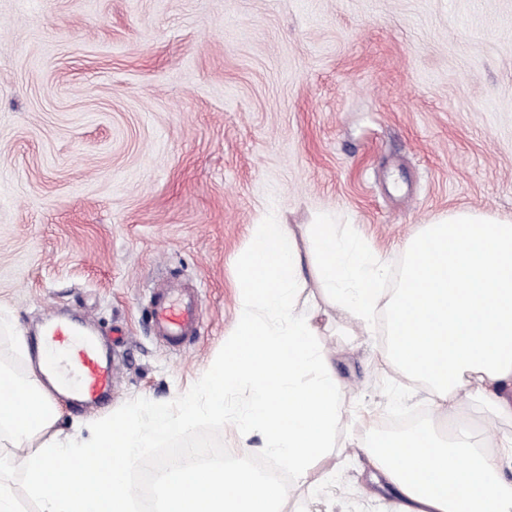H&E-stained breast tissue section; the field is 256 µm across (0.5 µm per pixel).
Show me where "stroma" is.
<instances>
[{"label": "stroma", "instance_id": "stroma-1", "mask_svg": "<svg viewBox=\"0 0 512 512\" xmlns=\"http://www.w3.org/2000/svg\"><path fill=\"white\" fill-rule=\"evenodd\" d=\"M458 210L512 217V0H0V369L26 380L40 322L95 324L111 397L89 425L185 391L235 327L253 228L331 221L385 259ZM195 289L196 333L160 341L155 288ZM324 312L348 411L318 512H389L357 451L425 386L380 363L384 330Z\"/></svg>", "mask_w": 512, "mask_h": 512}]
</instances>
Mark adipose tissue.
<instances>
[{
	"instance_id": "1",
	"label": "adipose tissue",
	"mask_w": 512,
	"mask_h": 512,
	"mask_svg": "<svg viewBox=\"0 0 512 512\" xmlns=\"http://www.w3.org/2000/svg\"><path fill=\"white\" fill-rule=\"evenodd\" d=\"M310 265L288 225L260 224L236 262V332L202 377L198 406L154 404L148 420L128 410L90 439L61 437V409L38 376L0 396V443L23 449L17 464L39 512H129L125 473L144 448L202 416L232 421L229 399L247 389L249 433L261 452L307 480L331 446L346 389L330 351L317 346V308L297 311V292L316 276L339 318L374 330L387 316V362L426 383L435 410L466 394L474 411L512 420V219L457 211L423 225L407 248L397 288L385 290L382 258L335 225L310 230ZM372 478L395 493V512H512V432L478 435L469 425L434 426L362 448Z\"/></svg>"
}]
</instances>
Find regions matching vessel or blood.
Masks as SVG:
<instances>
[{"instance_id": "obj_1", "label": "vessel or blood", "mask_w": 512, "mask_h": 512, "mask_svg": "<svg viewBox=\"0 0 512 512\" xmlns=\"http://www.w3.org/2000/svg\"><path fill=\"white\" fill-rule=\"evenodd\" d=\"M151 314L156 334L176 345L198 326L202 308L190 291L166 288L154 294ZM46 341L63 356L62 372L73 380L78 403H97L111 393L114 371L101 359L90 339L79 336L70 325L55 323L49 328Z\"/></svg>"}]
</instances>
